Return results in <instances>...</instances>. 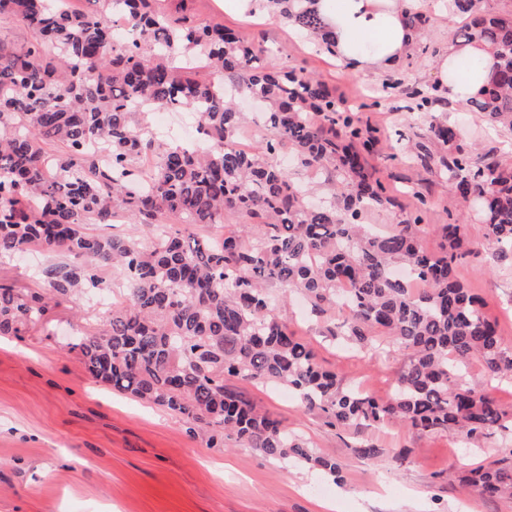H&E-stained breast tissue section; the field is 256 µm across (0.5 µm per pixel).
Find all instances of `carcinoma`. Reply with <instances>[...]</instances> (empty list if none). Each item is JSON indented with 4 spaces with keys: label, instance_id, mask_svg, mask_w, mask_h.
I'll use <instances>...</instances> for the list:
<instances>
[{
    "label": "carcinoma",
    "instance_id": "1",
    "mask_svg": "<svg viewBox=\"0 0 512 512\" xmlns=\"http://www.w3.org/2000/svg\"><path fill=\"white\" fill-rule=\"evenodd\" d=\"M94 2L99 8L80 10L70 0H0V17L34 33L20 50L0 41V254L27 247L84 260L78 270H48V293L1 283L0 335L45 321L61 300L99 287L101 268L110 267L123 304L112 309L106 332L81 336L71 349L93 378L178 414L213 448L234 436L341 478L336 461L230 388L233 378L288 387L331 428L393 421L418 434L470 439L511 430L512 408L464 381L473 357L487 377L511 376L512 345L483 299L456 277L469 254L463 225H444L441 251L425 250L429 202L414 189V208L391 230L364 223L397 203L368 168L372 140L358 117L307 71L266 67L263 49L220 23L170 16L156 0ZM314 2L267 0L328 53ZM446 7L469 19L466 40L490 48V80L470 104L512 133V17L489 13L485 0ZM117 10L140 39L118 41L109 26ZM405 14L424 33L428 11L410 2ZM228 87L265 104L271 135L251 150L238 144L247 116ZM403 93L420 111L438 102L435 86ZM152 105L195 113L209 149L154 139L142 123ZM430 142L448 147L440 165L459 204L479 205L497 260H512V170L440 124L428 142L411 146L415 161L432 158ZM282 152L319 182L321 203L309 202L313 189L269 161ZM226 211L249 223L218 240L187 231L224 223ZM119 212L152 233L148 245L87 232ZM344 281L353 288L343 335L368 348L383 332L412 353L385 399L323 368L277 315L269 292L272 284L298 290L325 314L339 307ZM462 482L485 498H511L512 454L469 470Z\"/></svg>",
    "mask_w": 512,
    "mask_h": 512
}]
</instances>
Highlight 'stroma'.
I'll return each instance as SVG.
<instances>
[{
  "label": "stroma",
  "instance_id": "35a3bbf8",
  "mask_svg": "<svg viewBox=\"0 0 512 512\" xmlns=\"http://www.w3.org/2000/svg\"><path fill=\"white\" fill-rule=\"evenodd\" d=\"M190 13L197 21L222 23L261 43L269 68L315 73L333 96L357 109L378 140L369 157L376 177L401 203H408L412 188L430 201L422 246L438 250L449 214L465 224L472 253L457 276L484 300L487 315L498 320L512 342V261L496 259L475 209L456 202L437 161L444 147H435L436 158L425 167L388 158L397 134L414 143L427 137L435 122L458 126L467 141L512 168V135L489 129L482 114L465 105L426 118L402 96L373 106L384 76L352 73L335 57L313 52L281 17L242 19L225 12L224 0H193ZM465 22L464 16L434 11L422 45L414 46L397 78L408 87L432 85L430 48L447 47ZM75 262L73 255L43 250L2 254L0 281L46 289L47 268ZM277 313L342 384L362 386L378 398L390 394L409 362L408 352L383 334L364 350L329 336L347 312L317 318L294 294ZM108 318V309L91 292L62 301L48 323L18 336L0 335V512H326L329 503L333 512H512V500L480 497L459 480L468 466L507 455L511 438H478L458 448L453 437L419 436L392 421L334 429L283 386L234 383L258 410L278 418L319 455L336 460L343 482L232 438L223 447H209L179 416L113 391L84 371L80 354L68 344L74 337L106 331ZM365 441L380 448L377 458L358 454ZM398 448L411 451L410 463L401 468L391 461Z\"/></svg>",
  "mask_w": 512,
  "mask_h": 512
}]
</instances>
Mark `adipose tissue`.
<instances>
[{
  "mask_svg": "<svg viewBox=\"0 0 512 512\" xmlns=\"http://www.w3.org/2000/svg\"><path fill=\"white\" fill-rule=\"evenodd\" d=\"M406 0H319L337 61L351 71L383 74L397 69L409 55L417 35L405 20ZM486 50L479 43L448 45L434 61L433 77L441 97L465 103L487 84Z\"/></svg>",
  "mask_w": 512,
  "mask_h": 512,
  "instance_id": "ef3b65f1",
  "label": "adipose tissue"
}]
</instances>
